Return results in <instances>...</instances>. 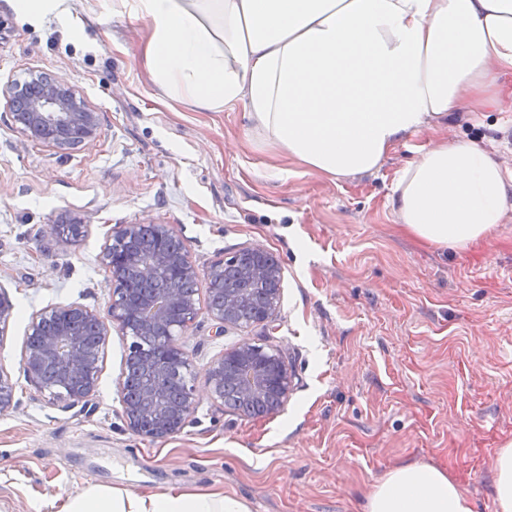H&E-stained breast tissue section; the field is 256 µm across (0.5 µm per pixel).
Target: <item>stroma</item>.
<instances>
[{
	"mask_svg": "<svg viewBox=\"0 0 512 512\" xmlns=\"http://www.w3.org/2000/svg\"><path fill=\"white\" fill-rule=\"evenodd\" d=\"M63 6L28 21L0 0V84L56 74L101 117L94 146L61 153L23 141L0 97V286L15 304L0 367L17 400L0 415V512L112 482L222 489L250 512H361L408 462L447 468L474 512H495L493 459L512 442V205L483 244L446 254L402 233L392 189L431 146L467 142L505 170L512 202V74L498 108H460L406 136L379 171L329 178L267 149L243 111L167 99L124 0ZM58 221L85 233L43 237ZM134 223L169 225L202 273L245 243L283 267L270 326L220 335L199 313L182 338L199 404L156 442L119 415L129 338L109 336L98 389L75 407L49 404L22 370L32 313L78 303L106 316L115 283L98 255L114 226ZM244 341L276 346L294 368L276 415L246 418L208 396V363Z\"/></svg>",
	"mask_w": 512,
	"mask_h": 512,
	"instance_id": "1",
	"label": "stroma"
}]
</instances>
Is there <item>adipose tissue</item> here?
Listing matches in <instances>:
<instances>
[{"instance_id": "obj_1", "label": "adipose tissue", "mask_w": 512, "mask_h": 512, "mask_svg": "<svg viewBox=\"0 0 512 512\" xmlns=\"http://www.w3.org/2000/svg\"><path fill=\"white\" fill-rule=\"evenodd\" d=\"M151 81L199 112L243 108L281 156L328 177L374 172L405 136L463 106L480 112L512 74V0H131ZM506 174L467 143L436 145L393 187L402 231L445 250L486 241ZM363 512H473L447 469L404 463ZM32 512H249L221 490L91 485Z\"/></svg>"}]
</instances>
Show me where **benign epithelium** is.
Listing matches in <instances>:
<instances>
[{"mask_svg":"<svg viewBox=\"0 0 512 512\" xmlns=\"http://www.w3.org/2000/svg\"><path fill=\"white\" fill-rule=\"evenodd\" d=\"M9 104L22 101L24 113L17 119L18 133L25 141L38 138L50 125H67L81 145H95L100 137L99 113L80 96L69 81L58 75L48 80L34 79L30 88L14 82L0 87ZM44 236L67 241L83 233L81 224H46ZM173 231L166 224H121L112 228L100 251V262L107 267L119 287L104 321L86 307L72 303L46 306L29 322L23 351L27 380L51 403L74 407L92 396L99 385L102 350L111 330L132 338L130 354L139 355L143 340L164 341L172 349V361L144 359L143 383L133 396L120 376L117 395L126 429L143 440H165L181 433L197 407L194 386L186 383L175 400L168 397L167 375L175 366L183 378L193 372V361L181 338L204 310L218 333L227 327L241 328L238 311L247 297L221 288L208 289L206 298L183 287L197 283L198 268L184 245L172 246ZM251 257L242 276L254 284L261 301L252 314L257 324L276 318L281 301L282 265L260 245L242 247ZM14 305L0 290V343L7 335ZM209 397L227 404L225 386L237 384L241 399L263 407L262 415L278 413L288 402L294 387L291 364L275 349L245 342L225 349L206 371ZM15 384L0 370V413L16 406Z\"/></svg>","mask_w":512,"mask_h":512,"instance_id":"7a95c632","label":"benign epithelium"}]
</instances>
